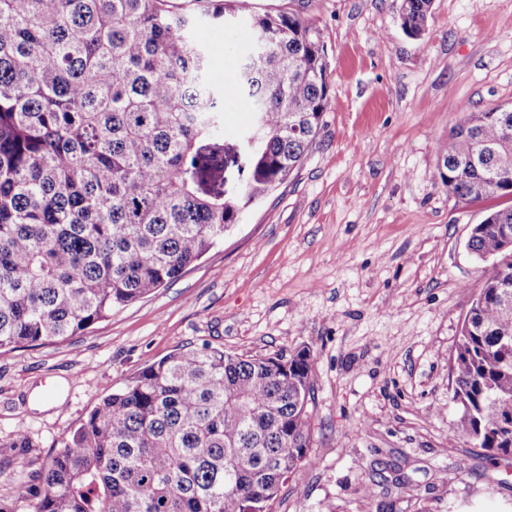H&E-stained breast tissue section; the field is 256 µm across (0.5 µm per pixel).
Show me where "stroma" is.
Returning <instances> with one entry per match:
<instances>
[{
  "mask_svg": "<svg viewBox=\"0 0 512 512\" xmlns=\"http://www.w3.org/2000/svg\"><path fill=\"white\" fill-rule=\"evenodd\" d=\"M399 7L253 0L255 13L295 14L321 34L330 102L316 140L176 280L76 335L0 350V512L37 493L102 399L205 343L312 354L310 461L275 512H512V459L448 441L450 355L492 263L466 247L485 204L437 177L440 145L468 113L512 105V0H433L419 38ZM188 8L227 90L250 29L211 24L199 0Z\"/></svg>",
  "mask_w": 512,
  "mask_h": 512,
  "instance_id": "35a3bbf8",
  "label": "stroma"
}]
</instances>
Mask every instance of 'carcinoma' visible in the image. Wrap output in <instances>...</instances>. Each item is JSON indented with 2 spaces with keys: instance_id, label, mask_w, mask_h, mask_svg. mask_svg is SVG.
Returning <instances> with one entry per match:
<instances>
[{
  "instance_id": "obj_1",
  "label": "carcinoma",
  "mask_w": 512,
  "mask_h": 512,
  "mask_svg": "<svg viewBox=\"0 0 512 512\" xmlns=\"http://www.w3.org/2000/svg\"><path fill=\"white\" fill-rule=\"evenodd\" d=\"M249 21L234 80L254 106L232 145L207 46L174 0H0V349L72 336L177 279L306 157L329 105L319 30ZM432 0H401L419 37ZM448 193L512 195V107L440 146ZM512 206L467 248L493 260L452 355L465 438L512 456ZM310 351L179 349L104 398L39 474L26 512H272L308 460Z\"/></svg>"
}]
</instances>
